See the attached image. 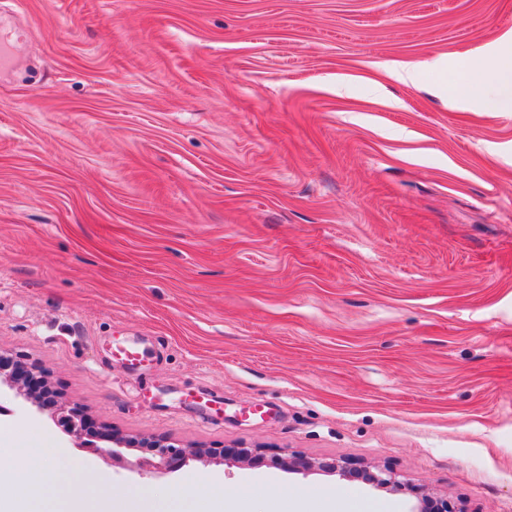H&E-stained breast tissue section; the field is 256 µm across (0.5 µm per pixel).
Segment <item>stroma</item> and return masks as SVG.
Wrapping results in <instances>:
<instances>
[{
    "instance_id": "obj_1",
    "label": "stroma",
    "mask_w": 512,
    "mask_h": 512,
    "mask_svg": "<svg viewBox=\"0 0 512 512\" xmlns=\"http://www.w3.org/2000/svg\"><path fill=\"white\" fill-rule=\"evenodd\" d=\"M1 37L0 354L95 431L410 485L141 474L2 388L53 512H512V88L470 70L512 0H0ZM270 464L278 469H282L288 473L304 474L322 473L328 476H338L340 479H346L352 476V472L347 470V466L334 462H312L301 458H274L270 460ZM377 471L373 472L369 468L361 470V477L376 489H386L389 491L406 490L408 484L399 479L392 471L387 468L376 467Z\"/></svg>"
}]
</instances>
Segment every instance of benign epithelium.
<instances>
[{"mask_svg": "<svg viewBox=\"0 0 512 512\" xmlns=\"http://www.w3.org/2000/svg\"><path fill=\"white\" fill-rule=\"evenodd\" d=\"M36 372H38V369L34 366L27 370L23 365L16 366L0 355V386L6 385L16 390L27 402L41 409L50 404V400H48L46 391L43 390L42 382L36 376ZM56 414L58 424L66 431L75 432L79 435L86 431V417L79 409L60 404L56 406ZM104 438L105 441L112 443V447H98L96 445L92 447L88 442L83 443V446L92 447V451L112 463L123 460V455L119 452V449L138 450L143 453L138 466L145 470L164 468L171 471L190 460L213 459L217 456L224 463L230 461L237 464H248L255 458L251 448H224L216 455L204 448H177L161 439L146 441L115 433H106ZM270 464L288 473L308 475L319 472L328 476H337L341 479L352 476V472L347 470V466L335 461L316 463L295 457L289 460L274 458L270 460ZM361 477L377 489L389 491L408 489L407 483L400 480L399 476L386 468H379L375 472L365 468L361 470Z\"/></svg>", "mask_w": 512, "mask_h": 512, "instance_id": "obj_1", "label": "benign epithelium"}]
</instances>
